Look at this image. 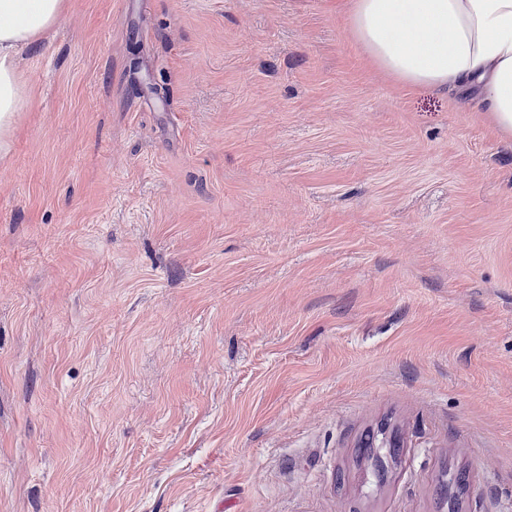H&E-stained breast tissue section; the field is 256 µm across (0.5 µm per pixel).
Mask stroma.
I'll use <instances>...</instances> for the list:
<instances>
[{
	"mask_svg": "<svg viewBox=\"0 0 512 512\" xmlns=\"http://www.w3.org/2000/svg\"><path fill=\"white\" fill-rule=\"evenodd\" d=\"M348 12L68 0L19 51L0 512H512V137Z\"/></svg>",
	"mask_w": 512,
	"mask_h": 512,
	"instance_id": "1",
	"label": "stroma"
}]
</instances>
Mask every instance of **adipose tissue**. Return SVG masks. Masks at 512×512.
I'll list each match as a JSON object with an SVG mask.
<instances>
[{
	"instance_id": "1",
	"label": "adipose tissue",
	"mask_w": 512,
	"mask_h": 512,
	"mask_svg": "<svg viewBox=\"0 0 512 512\" xmlns=\"http://www.w3.org/2000/svg\"><path fill=\"white\" fill-rule=\"evenodd\" d=\"M65 11L66 0H0L2 153L29 102L15 55ZM349 24L373 62L403 83L478 89L492 124L512 136V0H352Z\"/></svg>"
}]
</instances>
